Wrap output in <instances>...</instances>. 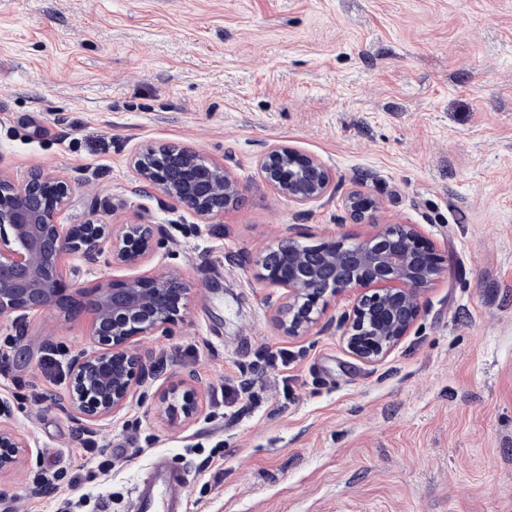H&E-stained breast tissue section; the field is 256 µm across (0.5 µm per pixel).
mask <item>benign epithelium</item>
I'll list each match as a JSON object with an SVG mask.
<instances>
[{
  "label": "benign epithelium",
  "mask_w": 512,
  "mask_h": 512,
  "mask_svg": "<svg viewBox=\"0 0 512 512\" xmlns=\"http://www.w3.org/2000/svg\"><path fill=\"white\" fill-rule=\"evenodd\" d=\"M183 161L181 178H169L168 158ZM140 191L158 192L173 199L205 223L224 213L237 193V185L221 167L199 168V159L188 150L163 148L136 158ZM263 178L300 205L320 201L328 192L330 176L314 158H301L291 148L275 144L260 160ZM70 188L64 180L42 170L32 172L22 183L0 170V319L60 305L59 264L78 253L90 263L110 267L138 265L158 245L164 229L160 224H125L114 231L106 224L88 222L64 225L57 221L67 203ZM404 235L418 240L410 224L382 227L377 233L349 245L334 243L324 250L333 268L331 292L370 287L372 293L355 299L347 335L353 353L367 363L383 359L404 336L417 314L418 296L437 278L439 270L422 269L416 258L398 244ZM315 270L291 255L288 265L268 271L267 279L288 294L292 314L286 332L297 335L313 326L320 296L312 293ZM186 284L177 277L158 273L144 280H112L87 293L94 316L92 336L99 349L82 352L70 367L69 406L83 420L93 423L115 416L130 403L141 361L127 350L133 336L163 331L178 320ZM389 299L404 307L403 322L387 310L377 315L375 338L360 337L366 300ZM26 443L13 432L0 428V474L20 462Z\"/></svg>",
  "instance_id": "1"
}]
</instances>
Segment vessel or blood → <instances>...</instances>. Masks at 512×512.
Returning a JSON list of instances; mask_svg holds the SVG:
<instances>
[{
    "label": "vessel or blood",
    "mask_w": 512,
    "mask_h": 512,
    "mask_svg": "<svg viewBox=\"0 0 512 512\" xmlns=\"http://www.w3.org/2000/svg\"><path fill=\"white\" fill-rule=\"evenodd\" d=\"M188 471L166 461L154 465L135 487V512H182Z\"/></svg>",
    "instance_id": "1"
}]
</instances>
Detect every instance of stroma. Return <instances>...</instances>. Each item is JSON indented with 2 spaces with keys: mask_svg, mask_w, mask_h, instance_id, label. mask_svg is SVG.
<instances>
[{
  "mask_svg": "<svg viewBox=\"0 0 512 512\" xmlns=\"http://www.w3.org/2000/svg\"><path fill=\"white\" fill-rule=\"evenodd\" d=\"M277 143L329 170L322 200L263 178ZM165 146L224 166L235 205L204 224L139 195L135 157ZM38 169L71 185L60 223L172 225L120 274L170 273L188 294L168 331L129 342L139 396L91 426L62 403L96 348L83 292L112 269L66 256L69 310L26 313L21 336L0 319V399L27 444L0 512H131L162 457L190 471L185 512H512V0H0V171ZM353 192L371 219L350 218ZM388 224L415 225L442 267L406 336L358 360L352 299L330 293L288 335L268 248ZM262 348L288 350L287 371L225 406ZM171 387L194 393L192 417L159 400Z\"/></svg>",
  "mask_w": 512,
  "mask_h": 512,
  "instance_id": "stroma-1",
  "label": "stroma"
}]
</instances>
